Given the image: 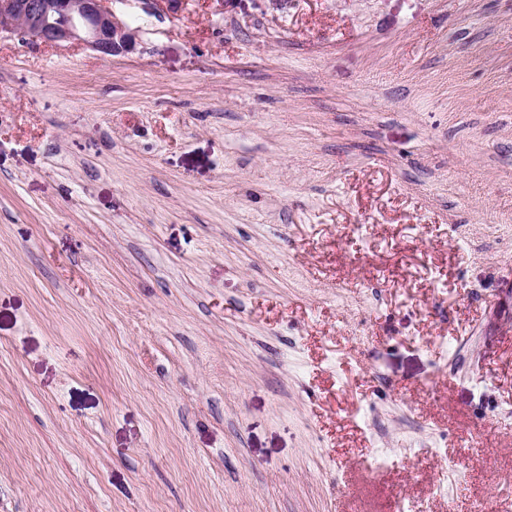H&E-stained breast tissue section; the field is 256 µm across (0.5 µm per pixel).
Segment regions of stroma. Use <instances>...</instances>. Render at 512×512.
<instances>
[{
	"instance_id": "stroma-1",
	"label": "stroma",
	"mask_w": 512,
	"mask_h": 512,
	"mask_svg": "<svg viewBox=\"0 0 512 512\" xmlns=\"http://www.w3.org/2000/svg\"><path fill=\"white\" fill-rule=\"evenodd\" d=\"M0 36V512H512V0H142ZM105 2L112 0H0L1 33L35 45L78 42L105 58L133 52L139 30Z\"/></svg>"
}]
</instances>
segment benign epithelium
Segmentation results:
<instances>
[{
	"instance_id": "7a95c632",
	"label": "benign epithelium",
	"mask_w": 512,
	"mask_h": 512,
	"mask_svg": "<svg viewBox=\"0 0 512 512\" xmlns=\"http://www.w3.org/2000/svg\"><path fill=\"white\" fill-rule=\"evenodd\" d=\"M107 0H0V29L35 45L78 42L102 57L135 50L138 30Z\"/></svg>"
}]
</instances>
